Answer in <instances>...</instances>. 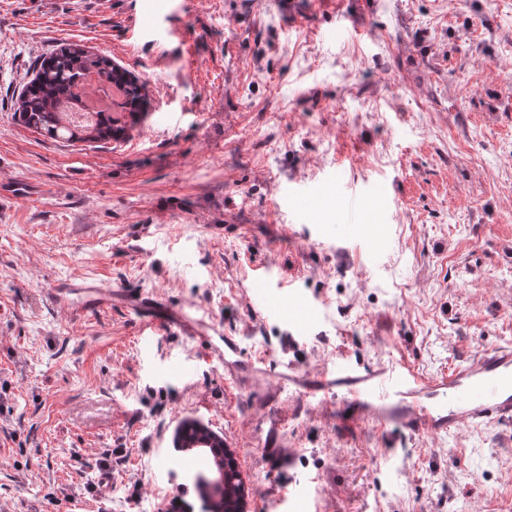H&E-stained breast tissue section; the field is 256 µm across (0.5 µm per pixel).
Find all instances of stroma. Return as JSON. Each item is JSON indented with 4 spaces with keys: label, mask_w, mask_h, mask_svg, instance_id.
Here are the masks:
<instances>
[{
    "label": "stroma",
    "mask_w": 512,
    "mask_h": 512,
    "mask_svg": "<svg viewBox=\"0 0 512 512\" xmlns=\"http://www.w3.org/2000/svg\"><path fill=\"white\" fill-rule=\"evenodd\" d=\"M0 0V512H171L199 462L181 420L223 437L247 512L284 488L321 512H512V423L448 435L347 427L278 373L447 372L512 343V0ZM146 86L109 143L14 115L60 45ZM310 191L304 211L284 204ZM293 282L305 337L256 304ZM63 279L158 296L214 324L158 334L121 306H50ZM237 337V385L206 353ZM265 352L264 370L251 368ZM279 401H270L271 393Z\"/></svg>",
    "instance_id": "obj_1"
}]
</instances>
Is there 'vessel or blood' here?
I'll use <instances>...</instances> for the list:
<instances>
[{"label":"vessel or blood","mask_w":512,"mask_h":512,"mask_svg":"<svg viewBox=\"0 0 512 512\" xmlns=\"http://www.w3.org/2000/svg\"><path fill=\"white\" fill-rule=\"evenodd\" d=\"M269 282L268 276H260L257 303L273 317L306 330L317 316L316 303L301 300L291 291L269 290ZM47 300L74 316L123 304L138 318L140 340L147 350L161 330L193 340L205 333L203 317L94 281H57ZM279 388L314 401L327 412L342 407L353 423H368L380 430L393 427L406 436L446 434L463 424L478 427L512 422V347L483 350L435 377L424 376L402 362L365 368L342 355L331 368L314 377L295 369L280 373Z\"/></svg>","instance_id":"obj_1"}]
</instances>
